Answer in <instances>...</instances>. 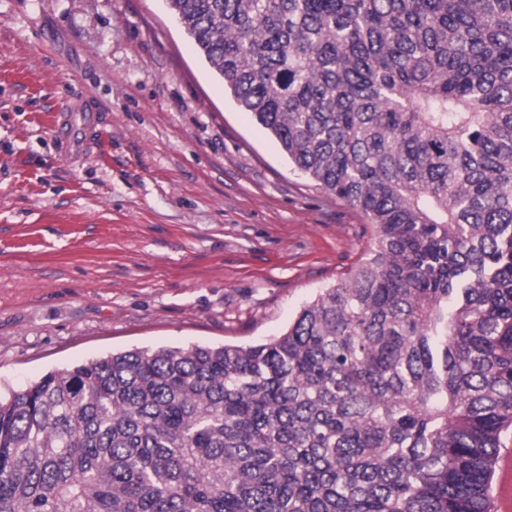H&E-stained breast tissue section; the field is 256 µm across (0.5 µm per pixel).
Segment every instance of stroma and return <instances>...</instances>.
<instances>
[{"label": "stroma", "mask_w": 512, "mask_h": 512, "mask_svg": "<svg viewBox=\"0 0 512 512\" xmlns=\"http://www.w3.org/2000/svg\"><path fill=\"white\" fill-rule=\"evenodd\" d=\"M370 226L242 111L165 0H0V389L281 334ZM492 512H512V427Z\"/></svg>", "instance_id": "1"}]
</instances>
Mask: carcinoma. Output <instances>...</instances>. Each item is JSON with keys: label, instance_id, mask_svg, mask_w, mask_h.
<instances>
[{"label": "carcinoma", "instance_id": "carcinoma-1", "mask_svg": "<svg viewBox=\"0 0 512 512\" xmlns=\"http://www.w3.org/2000/svg\"><path fill=\"white\" fill-rule=\"evenodd\" d=\"M370 258L249 346L0 394V512H490L512 425V0H167Z\"/></svg>", "mask_w": 512, "mask_h": 512}]
</instances>
